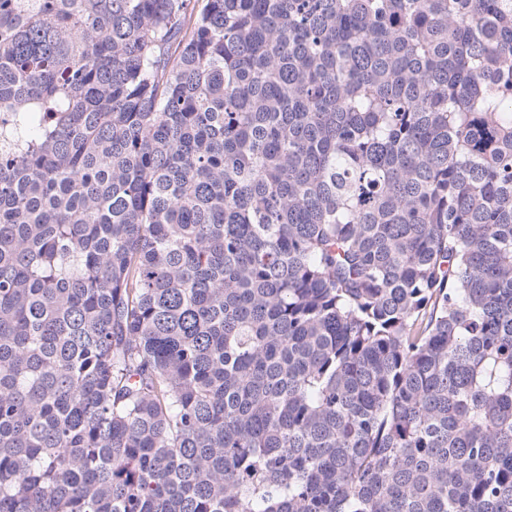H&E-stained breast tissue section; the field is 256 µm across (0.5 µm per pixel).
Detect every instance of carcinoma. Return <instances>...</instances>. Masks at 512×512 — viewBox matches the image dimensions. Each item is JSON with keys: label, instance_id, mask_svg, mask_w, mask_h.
Segmentation results:
<instances>
[{"label": "carcinoma", "instance_id": "carcinoma-1", "mask_svg": "<svg viewBox=\"0 0 512 512\" xmlns=\"http://www.w3.org/2000/svg\"><path fill=\"white\" fill-rule=\"evenodd\" d=\"M0 0V512H512V0Z\"/></svg>", "mask_w": 512, "mask_h": 512}]
</instances>
